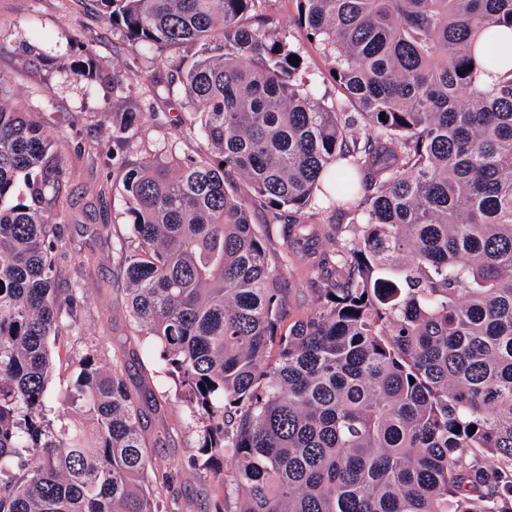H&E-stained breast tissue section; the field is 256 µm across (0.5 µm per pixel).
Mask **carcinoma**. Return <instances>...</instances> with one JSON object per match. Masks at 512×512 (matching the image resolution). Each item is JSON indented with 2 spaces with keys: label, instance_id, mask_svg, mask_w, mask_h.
<instances>
[{
  "label": "carcinoma",
  "instance_id": "obj_1",
  "mask_svg": "<svg viewBox=\"0 0 512 512\" xmlns=\"http://www.w3.org/2000/svg\"><path fill=\"white\" fill-rule=\"evenodd\" d=\"M96 2L123 38L183 51L151 83L181 87L204 150L125 172L118 277L197 420L213 512H512V0H299L332 100L288 62L274 0ZM125 89L112 72L117 143L143 115ZM61 175L0 73V512H169L119 361L81 359L51 416L82 304L57 288ZM320 193L350 237L279 335L253 206L292 213L298 246Z\"/></svg>",
  "mask_w": 512,
  "mask_h": 512
}]
</instances>
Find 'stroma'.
I'll use <instances>...</instances> for the list:
<instances>
[{"label":"stroma","mask_w":512,"mask_h":512,"mask_svg":"<svg viewBox=\"0 0 512 512\" xmlns=\"http://www.w3.org/2000/svg\"><path fill=\"white\" fill-rule=\"evenodd\" d=\"M275 11L321 92L336 96L325 58L298 33L296 0H276ZM87 65L99 72V80L79 75ZM116 70L125 73L131 99L150 98V51L114 35L94 0H0V72L10 75L15 98L56 141L62 157L59 285L79 289L84 301L77 335L61 337L53 347L52 404L62 408L60 394L88 349H96L103 363L121 361L129 387L148 400L144 436L155 469L169 476L163 495L171 512H211L217 485L190 463L196 423L163 373L158 351L135 336L116 278L117 260L132 240L131 218L119 194L124 171L111 162L112 125L104 119L112 107L110 76ZM179 117L175 101L145 116L124 150L126 158L136 161L144 148L161 156L200 151V141L180 134ZM253 219L283 272L286 314H310L317 286L311 267L330 249V235L344 230L346 217L335 206L319 204L311 221L325 233L302 249L290 246L287 219L270 221L259 207Z\"/></svg>","instance_id":"obj_1"}]
</instances>
